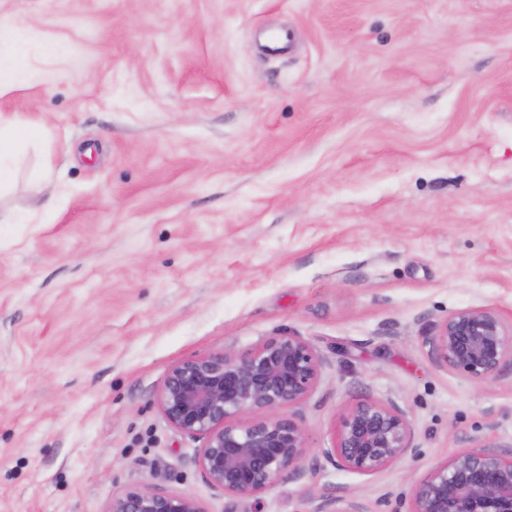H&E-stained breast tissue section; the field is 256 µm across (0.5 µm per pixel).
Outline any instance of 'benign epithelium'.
I'll list each match as a JSON object with an SVG mask.
<instances>
[{
  "label": "benign epithelium",
  "mask_w": 512,
  "mask_h": 512,
  "mask_svg": "<svg viewBox=\"0 0 512 512\" xmlns=\"http://www.w3.org/2000/svg\"><path fill=\"white\" fill-rule=\"evenodd\" d=\"M439 366L474 383L512 367V328L491 308H463L427 337ZM322 359L289 331L244 354L197 356L171 367L159 393L172 427L203 440L195 463L212 486L232 497H258L288 474L305 473V431L293 413L270 412L305 403ZM413 432L394 404L361 401L338 420L334 446L322 454L339 468L371 475L414 454ZM107 512H205L188 496L129 489ZM409 512H512V448H471L438 463L413 484Z\"/></svg>",
  "instance_id": "benign-epithelium-1"
}]
</instances>
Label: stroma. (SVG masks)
<instances>
[{
	"instance_id": "obj_1",
	"label": "stroma",
	"mask_w": 512,
	"mask_h": 512,
	"mask_svg": "<svg viewBox=\"0 0 512 512\" xmlns=\"http://www.w3.org/2000/svg\"><path fill=\"white\" fill-rule=\"evenodd\" d=\"M25 32L0 117L46 129L0 210V512H408L413 483L512 447V369L426 341L512 324V0H0ZM282 27L292 47H259ZM287 329L322 358L303 477L214 488L164 417L168 370ZM407 416L413 457L332 465L342 410ZM440 367L474 383L493 379L512 367V326L491 308H463L438 324L427 337ZM107 512H205V510L197 500L185 495L133 488L113 496Z\"/></svg>"
}]
</instances>
